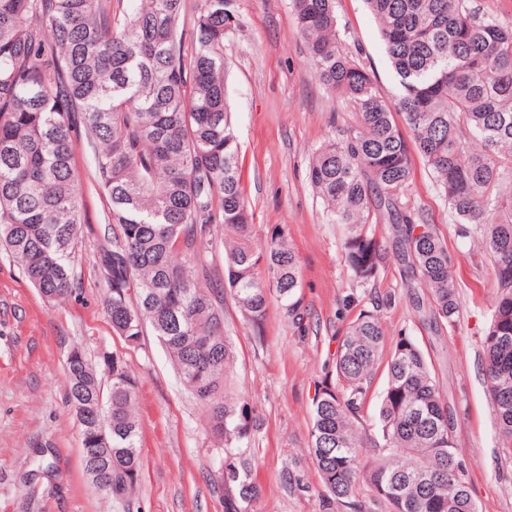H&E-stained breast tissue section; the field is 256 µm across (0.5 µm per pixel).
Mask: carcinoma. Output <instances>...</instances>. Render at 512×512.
I'll return each mask as SVG.
<instances>
[{
    "label": "carcinoma",
    "mask_w": 512,
    "mask_h": 512,
    "mask_svg": "<svg viewBox=\"0 0 512 512\" xmlns=\"http://www.w3.org/2000/svg\"><path fill=\"white\" fill-rule=\"evenodd\" d=\"M365 2L399 78L393 103L343 52L335 0H292L319 80L357 114L356 125L314 152L309 180L345 226L346 261L362 283L376 279L381 262L366 226L387 206L407 287L432 288L437 324L454 323L459 302L436 226L396 207L412 152L434 173L460 234L482 230L495 288L485 376L512 454V28L471 0ZM226 3L196 0L189 41L183 0H147L130 13L113 11L112 0H0V249L47 302L73 293L83 211L73 134L81 132L110 201L112 245L99 259L113 330L133 344L151 328L183 386L208 408L211 434L240 448L248 415L226 394L233 345L224 294L257 328L273 293L299 316L302 285L283 233L262 243L253 234L225 79ZM219 243L221 276L208 260ZM388 303L377 298L348 325L335 378L313 399L311 458L346 512H367L365 491L385 512H479L435 371L411 337L386 342L379 312ZM102 362L106 385L80 348L69 352L67 402L82 458L94 449L107 455L110 483L100 491L122 499L141 470L138 384L123 355L105 352ZM381 368L385 387L369 425L364 411ZM224 490L226 512H242L258 495L233 462Z\"/></svg>",
    "instance_id": "carcinoma-1"
}]
</instances>
